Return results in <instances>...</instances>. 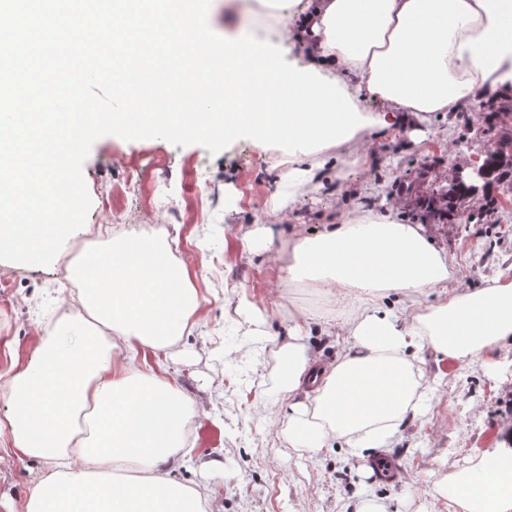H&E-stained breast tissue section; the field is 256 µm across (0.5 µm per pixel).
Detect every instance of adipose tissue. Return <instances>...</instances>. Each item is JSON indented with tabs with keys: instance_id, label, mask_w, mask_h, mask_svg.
<instances>
[{
	"instance_id": "adipose-tissue-1",
	"label": "adipose tissue",
	"mask_w": 512,
	"mask_h": 512,
	"mask_svg": "<svg viewBox=\"0 0 512 512\" xmlns=\"http://www.w3.org/2000/svg\"><path fill=\"white\" fill-rule=\"evenodd\" d=\"M289 45L305 66L338 80L354 105L405 128L452 115L489 91H512V0H305ZM289 194L321 179L319 157L280 156ZM288 279L317 289L337 311L345 346L335 363L309 355L301 334L282 345L277 403L282 432L300 452L344 442L365 458L388 447L401 423L422 413L425 388L412 351L475 361L512 345V274L486 286L450 285L453 265L421 224L359 211L288 244ZM88 315L112 333L99 343L63 316L36 357L0 376L10 412L0 420L16 454L45 461L24 512H212L207 492L173 479L187 452L196 404L165 362L198 311L188 272L149 236L113 237L74 269ZM439 295L432 304L423 297ZM464 512H512V441L470 466L449 464L436 485Z\"/></svg>"
}]
</instances>
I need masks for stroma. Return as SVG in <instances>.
<instances>
[{"label": "stroma", "mask_w": 512, "mask_h": 512, "mask_svg": "<svg viewBox=\"0 0 512 512\" xmlns=\"http://www.w3.org/2000/svg\"><path fill=\"white\" fill-rule=\"evenodd\" d=\"M257 0H210L207 20L215 33L238 27L258 39L289 48L287 27L257 16ZM458 116L434 117L422 137L410 131H381L359 164L337 172L326 159L322 187L289 195L274 163L277 147L248 138L218 154L198 144L177 146L160 138L97 139L83 164L91 208L49 266L0 261V278L12 294L0 302V371L23 366L38 352L64 314L79 305L69 287L72 253L85 235L103 249L102 227H127L152 234L164 227L172 264L186 265L204 302L195 327L173 349L170 372L198 404L187 435L190 464L175 479L206 488L215 512H358L369 499L388 512H463L434 490L449 461L469 466L512 430V347L491 361L463 363L425 348L415 365L430 387L424 414L407 418L389 452L400 477L374 481L366 461L342 448L299 452L280 434L281 411L273 406L280 376L278 350L289 340V307L308 313L327 304L306 288H289L282 270L288 240L296 231L319 232L323 224L353 215L351 201L371 209L391 208L402 224H421L453 263L454 281L482 287L512 270V207L487 211L485 199L497 187L479 189L459 213L439 223L416 206L417 198L447 185L450 170L465 167L494 144L512 113L490 119L485 100ZM445 163L423 169L425 157ZM283 200L272 214L274 200ZM269 225L271 239L245 251L242 235ZM262 349L253 364L254 349ZM41 462L0 446V512H24L41 477Z\"/></svg>", "instance_id": "35a3bbf8"}]
</instances>
